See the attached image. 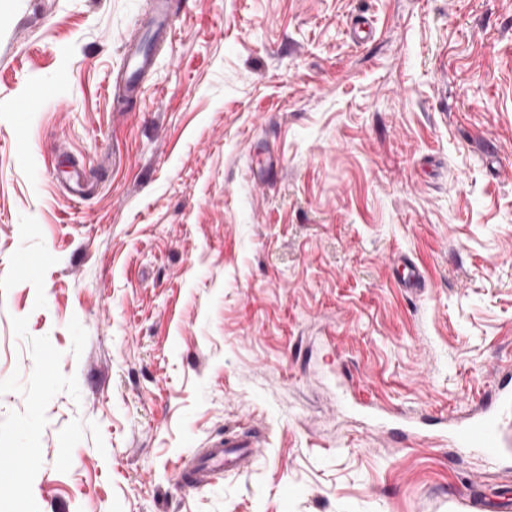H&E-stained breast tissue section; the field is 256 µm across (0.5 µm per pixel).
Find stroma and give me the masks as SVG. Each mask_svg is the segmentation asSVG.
Returning <instances> with one entry per match:
<instances>
[{"instance_id":"obj_1","label":"stroma","mask_w":512,"mask_h":512,"mask_svg":"<svg viewBox=\"0 0 512 512\" xmlns=\"http://www.w3.org/2000/svg\"><path fill=\"white\" fill-rule=\"evenodd\" d=\"M152 7L0 0V512H512V0H172L121 112ZM154 67L153 57L144 51L127 48L124 55L122 75L128 96L137 97L140 93L144 76ZM512 415V390L501 386L485 396L466 421L450 426L455 446L470 448L493 461L512 457L509 416ZM253 443L249 441H239L225 437L211 445L212 451L210 457L215 462H219L224 469L237 466L251 452Z\"/></svg>"}]
</instances>
